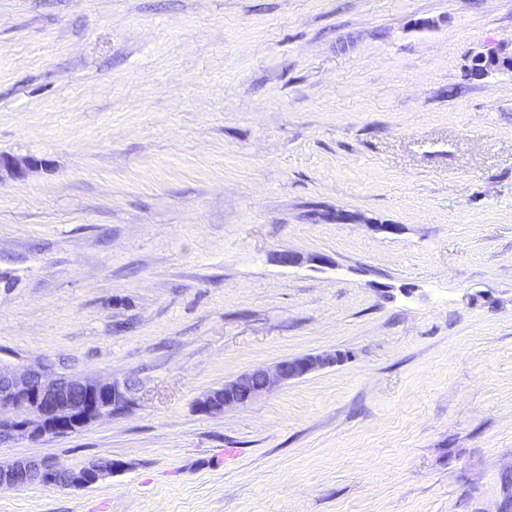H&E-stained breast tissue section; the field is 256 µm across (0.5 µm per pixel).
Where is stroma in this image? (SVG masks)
<instances>
[{
  "label": "stroma",
  "mask_w": 512,
  "mask_h": 512,
  "mask_svg": "<svg viewBox=\"0 0 512 512\" xmlns=\"http://www.w3.org/2000/svg\"><path fill=\"white\" fill-rule=\"evenodd\" d=\"M512 0H0V365L132 386L0 512H512ZM292 250L288 267L276 260ZM346 360L245 406L284 358ZM345 354L334 353L308 354L300 357L283 359L272 367L257 366L249 369L221 387L211 390L197 402V409L204 413L218 414L224 409L250 403L270 391L277 385L304 378L318 370L334 366L344 360ZM261 377L262 384L256 387L255 374ZM112 471V463L90 461L77 469L58 468L45 459L22 458L0 464V485L23 486L32 483L61 488H86Z\"/></svg>",
  "instance_id": "obj_1"
}]
</instances>
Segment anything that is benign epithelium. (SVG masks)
I'll return each mask as SVG.
<instances>
[{
  "mask_svg": "<svg viewBox=\"0 0 512 512\" xmlns=\"http://www.w3.org/2000/svg\"><path fill=\"white\" fill-rule=\"evenodd\" d=\"M345 354H308L283 359L271 367L257 366L211 390L197 402L209 414L250 403L277 385L304 378L344 360ZM129 388L79 375L57 376L43 367L22 370L0 366V447L19 439L38 441L89 425L122 410ZM112 471V464L90 461L77 469H62L38 458L0 464V485L32 483L61 488H86Z\"/></svg>",
  "mask_w": 512,
  "mask_h": 512,
  "instance_id": "7a95c632",
  "label": "benign epithelium"
}]
</instances>
